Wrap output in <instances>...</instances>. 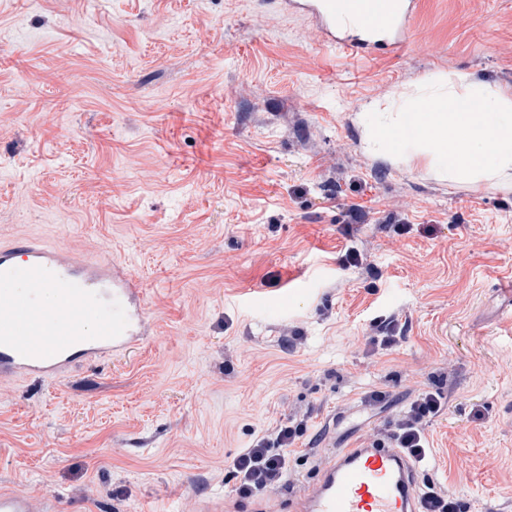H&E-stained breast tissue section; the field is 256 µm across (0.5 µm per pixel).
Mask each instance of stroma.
I'll return each instance as SVG.
<instances>
[{"instance_id":"obj_1","label":"stroma","mask_w":512,"mask_h":512,"mask_svg":"<svg viewBox=\"0 0 512 512\" xmlns=\"http://www.w3.org/2000/svg\"><path fill=\"white\" fill-rule=\"evenodd\" d=\"M413 30L352 59L264 0H0V237L126 265L149 323L129 356L0 386V489L251 512L231 461L264 430L307 419L303 481L432 388L421 482L512 512V189L365 143L428 76L512 93V0H421ZM385 319L403 339L372 351Z\"/></svg>"}]
</instances>
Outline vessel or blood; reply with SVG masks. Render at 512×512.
I'll return each instance as SVG.
<instances>
[{
    "label": "vessel or blood",
    "mask_w": 512,
    "mask_h": 512,
    "mask_svg": "<svg viewBox=\"0 0 512 512\" xmlns=\"http://www.w3.org/2000/svg\"><path fill=\"white\" fill-rule=\"evenodd\" d=\"M354 57L400 51L419 0H272ZM143 284L123 267L28 238L0 240V382L57 380L80 361L135 350ZM0 512H54L48 496L0 491ZM265 512H420L419 465L402 449L333 448L302 488Z\"/></svg>",
    "instance_id": "b4317fda"
}]
</instances>
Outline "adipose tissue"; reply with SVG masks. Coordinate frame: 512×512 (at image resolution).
Masks as SVG:
<instances>
[{"label":"adipose tissue","instance_id":"adipose-tissue-1","mask_svg":"<svg viewBox=\"0 0 512 512\" xmlns=\"http://www.w3.org/2000/svg\"><path fill=\"white\" fill-rule=\"evenodd\" d=\"M402 112L379 113L368 140L395 164L424 161L451 182L512 184V96L455 73L428 79Z\"/></svg>","mask_w":512,"mask_h":512}]
</instances>
